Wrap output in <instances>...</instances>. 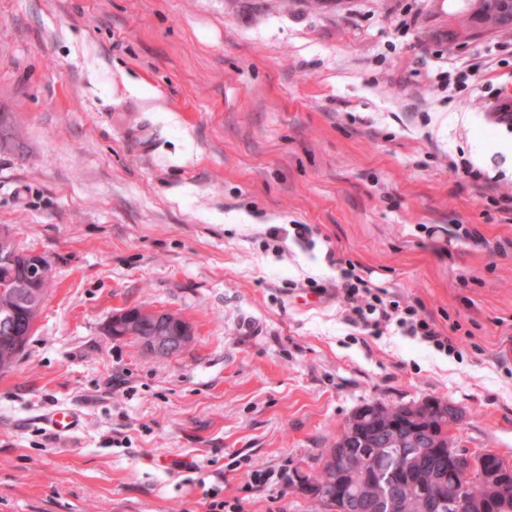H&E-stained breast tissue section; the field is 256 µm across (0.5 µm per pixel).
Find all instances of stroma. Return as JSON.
I'll return each mask as SVG.
<instances>
[{
    "instance_id": "obj_1",
    "label": "stroma",
    "mask_w": 512,
    "mask_h": 512,
    "mask_svg": "<svg viewBox=\"0 0 512 512\" xmlns=\"http://www.w3.org/2000/svg\"><path fill=\"white\" fill-rule=\"evenodd\" d=\"M461 0H0V229L52 286L0 373V512H331L298 493L370 402L461 412L512 462V30L454 38ZM480 63L462 91L442 74ZM134 91H125V83ZM164 111H157V104ZM466 153L492 182L449 167ZM308 224L312 240L273 238ZM420 302L450 356L362 334L329 253ZM179 312L157 357L120 309ZM64 408L77 430L56 435ZM275 478L255 486L247 465ZM142 308H135L141 309L137 312L130 308L113 314L109 322L113 337L134 339L143 349L155 355H174L192 343V327L183 317L174 311ZM143 317H148L153 322V330L149 336L143 335L137 325ZM148 318L144 319L147 324L150 322Z\"/></svg>"
}]
</instances>
